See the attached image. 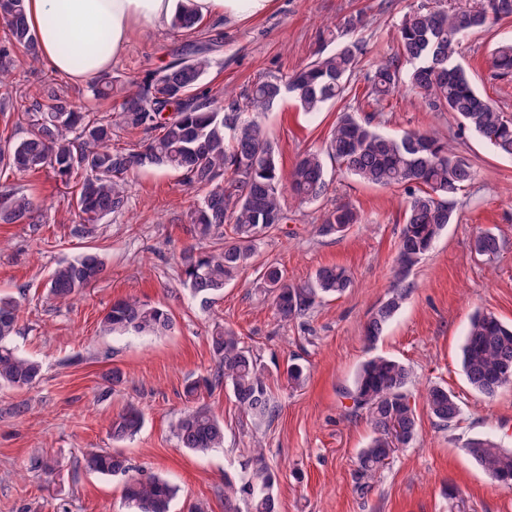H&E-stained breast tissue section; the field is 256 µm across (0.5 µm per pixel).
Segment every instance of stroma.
Segmentation results:
<instances>
[{
    "label": "stroma",
    "instance_id": "35a3bbf8",
    "mask_svg": "<svg viewBox=\"0 0 512 512\" xmlns=\"http://www.w3.org/2000/svg\"><path fill=\"white\" fill-rule=\"evenodd\" d=\"M410 0H275V8L234 26L204 21L207 37L218 39L213 67L203 80L210 94L242 89L258 78L287 76L337 43L328 26L360 11L358 38L368 56L393 49L392 34ZM512 39V20L465 40L460 59L479 92L512 113V81L495 79L490 54L498 41ZM186 34L173 29L137 30L110 73L118 106L127 82L142 79L174 59ZM365 72L352 78L344 100L306 115L292 99L281 100L262 121L277 143L283 170L302 151L319 147L340 112L372 117L383 133L436 131L467 157L475 179L458 198L457 219L441 234L410 275L413 284L401 309L373 348L361 341L372 310L393 283L397 245L404 226L401 190L368 185L328 167L330 192L322 203L291 209L288 222L265 237L252 266L201 305L178 285L179 256L191 245L189 213L200 197L180 175L137 170L128 208L104 219L94 236L79 237L71 188L51 170L29 174L0 170V185L21 186L33 196L39 228L0 224V294L23 295L24 314L14 344L20 354L40 360L43 377L31 389H0V512H125L121 481L84 470L87 448L126 457L177 486L170 512L204 503L224 512V482H242L251 471V450L262 445L276 474L278 512H512V488L494 483L464 451L477 437L512 448V387L488 399L467 382L463 345L474 312L512 322V158L495 152L445 113L429 112L406 93L380 104L364 99ZM352 204L362 221L342 235L318 232L321 207ZM503 243L491 260L474 252L479 232ZM93 247L106 258L101 277L70 305L56 306L44 283L60 261ZM279 264L290 282L310 281L327 265L345 267L353 286L326 298L307 316L279 323L260 284L263 264ZM136 297L167 307L175 326L161 336H106L99 323L112 302ZM232 327L264 368L276 404L273 419L258 423L244 414L227 390L204 392L202 404L224 421L223 448L195 453L181 448L171 424L185 408L186 384L214 366L209 336L215 324ZM379 354L409 366L411 402L420 420L417 439L400 449L377 473L368 493L354 480L357 456L372 429L351 414L342 391L359 365ZM307 369L304 383L289 387V362ZM116 369L120 384L106 387L102 376ZM438 384L459 399L457 425L437 427L421 399ZM24 405L15 415V405ZM144 417L132 439L115 442L108 422L128 405ZM50 453L64 479L47 485L29 468L32 457Z\"/></svg>",
    "mask_w": 512,
    "mask_h": 512
}]
</instances>
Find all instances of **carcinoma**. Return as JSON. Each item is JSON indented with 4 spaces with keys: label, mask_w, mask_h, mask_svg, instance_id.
<instances>
[{
    "label": "carcinoma",
    "mask_w": 512,
    "mask_h": 512,
    "mask_svg": "<svg viewBox=\"0 0 512 512\" xmlns=\"http://www.w3.org/2000/svg\"><path fill=\"white\" fill-rule=\"evenodd\" d=\"M508 18H512V0H464L450 8L422 0L411 6L396 28L394 54L371 65L367 99L376 103L404 89L428 111L455 116L497 153L512 156V118L477 92L468 71L456 61L465 37ZM171 27L199 33L201 20L184 5ZM213 51L211 39L185 44V55L132 83L116 111L82 109L52 79H45L36 91L20 95L33 100L24 110L28 128L21 140L0 147V166L18 174L49 167L67 181L79 177L72 207L80 218L77 232L82 236L93 233L94 225L104 218L125 211L129 178L135 170L148 166L180 172L186 185L204 191L189 215V233L196 245L180 255L181 284L203 306L253 261L263 235L288 222L287 204L303 205L327 196L326 161L336 162L363 182L399 188L405 194V225L398 242L395 284L363 327L362 340L372 346L407 298L409 273L454 223L457 197L475 176L472 164L433 132L391 136L344 112L324 147L303 151L286 175L278 147L259 116L286 95L306 113L344 98L365 59L364 42L351 38L284 79L267 75L239 93L226 89L222 100L201 90ZM21 53L37 61L25 0H0V84ZM492 67L498 78L512 77V43L495 47ZM112 90L108 73L98 75L91 85L99 102L112 98ZM118 129L142 133L145 139L136 148L114 149L112 136ZM36 217L35 201L24 190L0 189V223L36 225ZM359 220L353 206L339 204L323 212L318 231L340 234ZM474 250L491 260L501 250L500 240L489 231L481 232ZM105 264L104 256L92 250L60 263L48 276L47 295L61 304L70 302L99 279ZM261 280L272 296L277 319L285 324L307 315L323 297L351 286L348 271L339 266L321 267L311 281L299 286L289 282L280 267L267 264ZM21 313V300L0 297V386L19 390L33 387L42 376L41 363L20 355L13 345ZM100 328L115 336L163 335L174 328V322L162 306L126 298L112 303ZM210 345L215 366L203 383L186 386L187 399L200 398L203 388L224 387L247 415L272 418L275 405L267 377L241 338L218 324ZM461 364L469 385L486 398L494 397L504 388L500 376L512 372V325L492 313L475 314L461 349ZM410 378L404 363L374 356L359 367L352 386L342 392L352 401V412L364 416L373 429L369 444L359 451L355 470L362 491H369L376 472L418 435L419 419L408 392ZM424 399L439 426L450 428L459 421L461 405L448 389L431 386ZM141 426V413L131 407L112 418L109 434L112 440L123 441ZM174 433L180 446L193 452L224 447V422L203 404L188 408L176 420ZM465 451L495 483L512 485V448L477 438L467 442ZM254 460L240 487L225 486V512H238L240 495L251 498V512H277L275 475L261 452ZM83 467L124 478L127 512H169L177 493L156 475L133 473L128 461L112 452H87ZM30 470L49 482L62 473L58 458L48 453L33 458Z\"/></svg>",
    "instance_id": "cac0c4a2"
}]
</instances>
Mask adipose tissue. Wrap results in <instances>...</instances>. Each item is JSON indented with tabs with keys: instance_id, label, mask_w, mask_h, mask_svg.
<instances>
[{
	"instance_id": "1",
	"label": "adipose tissue",
	"mask_w": 512,
	"mask_h": 512,
	"mask_svg": "<svg viewBox=\"0 0 512 512\" xmlns=\"http://www.w3.org/2000/svg\"><path fill=\"white\" fill-rule=\"evenodd\" d=\"M274 0H26V14L39 58L72 82L109 70L132 33L167 28L179 5L204 19L235 23L269 12ZM71 48H60L62 38Z\"/></svg>"
}]
</instances>
